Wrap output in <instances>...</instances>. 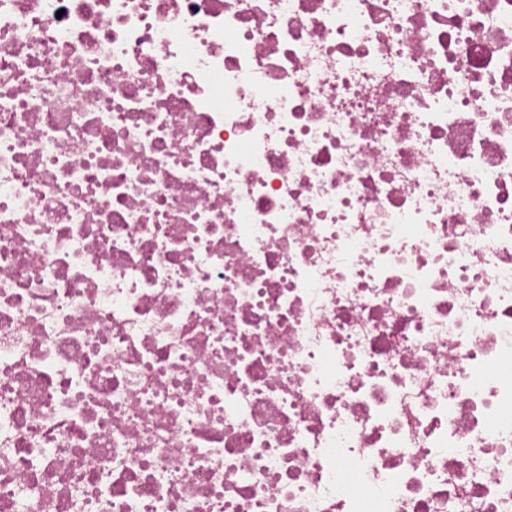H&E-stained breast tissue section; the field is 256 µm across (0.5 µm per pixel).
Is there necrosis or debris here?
<instances>
[{
  "instance_id": "obj_1",
  "label": "necrosis or debris",
  "mask_w": 512,
  "mask_h": 512,
  "mask_svg": "<svg viewBox=\"0 0 512 512\" xmlns=\"http://www.w3.org/2000/svg\"><path fill=\"white\" fill-rule=\"evenodd\" d=\"M0 512H512V0H0Z\"/></svg>"
}]
</instances>
